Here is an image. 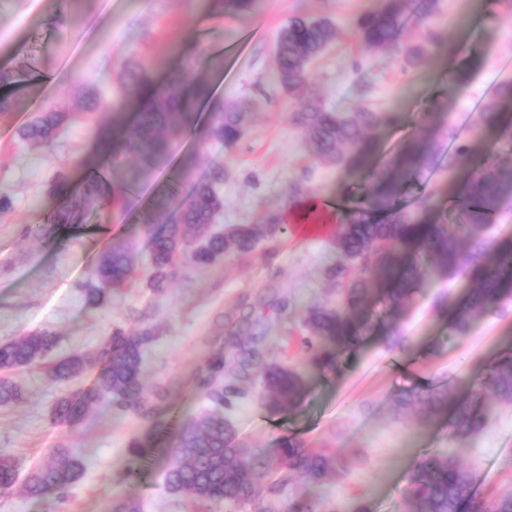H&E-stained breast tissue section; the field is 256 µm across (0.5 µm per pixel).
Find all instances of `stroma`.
<instances>
[{
  "mask_svg": "<svg viewBox=\"0 0 512 512\" xmlns=\"http://www.w3.org/2000/svg\"><path fill=\"white\" fill-rule=\"evenodd\" d=\"M375 0H254L250 12L220 13L213 0H0V69L28 63L24 82L0 88L14 95L23 110L0 117V193L11 207L0 213V342L31 331L56 338L41 364L19 370L11 379L21 391L19 401L0 407V453L12 459L16 477L9 491H0V512H112L115 503L133 499L141 512H193L189 501L167 491L163 474L165 451L151 457L131 455L132 438L151 439L156 422L116 413L107 402L88 411L79 425L53 414L62 391L88 388L91 376L56 383L49 368L59 358L96 349L113 326L135 332L150 326L154 338L145 359L146 386L167 391V418L188 420L212 409L197 380L210 359L227 351L242 317H249L260 336L264 359L304 368L301 317L307 306L332 303L336 290L327 269L339 256L332 243L347 207L369 191L364 171H341L312 155L304 136L282 106L284 93L271 77L274 37L293 15L330 19L336 37L310 66L320 102L339 111L369 106L399 113L400 121L376 130L374 164L388 163L403 145L424 129L427 103L441 101L451 119L473 117L472 105L502 80H512V24L495 25L488 8L473 10L470 0H441L439 26L461 45L458 63L465 80L449 83L437 63L405 70L400 59L364 51L353 37L357 17ZM265 13L270 26L253 38L234 59L224 56L254 14ZM147 63L156 85H163L186 66L209 82L214 100H244L250 105L246 131L233 147L202 139L192 130L168 140L165 156L149 172L129 182L141 159L125 155L105 175L114 186H125L121 204L89 216L78 212L72 224L50 238L37 229L62 204L54 189L64 176L79 193L94 171L97 129L111 125L108 113L91 121L64 126L55 144L38 146L21 137L39 113L89 93L114 98L117 88L101 86L98 72L115 54ZM196 174L212 163L224 166L219 191L224 209L213 226L221 232L234 224H253L265 213L280 211L293 197L292 185L306 194L334 202L328 224L289 223L281 243H260L250 256L225 258L201 269L182 264L162 291L149 285L150 249L139 214L180 174L188 158ZM457 175L423 172L400 197L412 206L432 194L435 208L449 206ZM127 245L135 256L136 280L92 307L85 290L101 256L114 243ZM472 287L465 274L434 280L406 305L401 318L387 309L374 292L368 313L371 329L360 348L341 355L337 369L307 374L309 390L301 406L274 414L260 403L258 368L236 381L240 395L228 417L239 437L252 448L272 449L297 436L316 448H329L341 469L322 485L311 487L323 512L351 501L367 502L371 512H401L407 477L428 454L450 449L474 477V490L489 495L512 491V406H502L484 430L462 441L449 438V420L422 427L412 413L395 414L393 403L404 390L452 384L465 394L482 380L495 361L512 355V296L498 310L482 317L470 336L458 339L448 328L449 317L434 304L436 295L451 301ZM397 324L404 342L389 344L390 324ZM81 460L82 477L64 499L30 497V473L57 451Z\"/></svg>",
  "mask_w": 512,
  "mask_h": 512,
  "instance_id": "stroma-1",
  "label": "stroma"
}]
</instances>
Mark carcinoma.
<instances>
[{"instance_id":"obj_1","label":"carcinoma","mask_w":512,"mask_h":512,"mask_svg":"<svg viewBox=\"0 0 512 512\" xmlns=\"http://www.w3.org/2000/svg\"><path fill=\"white\" fill-rule=\"evenodd\" d=\"M409 0H387L363 13L355 23V36L369 52H381L402 59L405 69H416L439 56L451 54L437 26L440 0H425L428 7L419 15L425 39L418 44L403 42L408 23L405 9ZM253 0H219L227 14L251 9ZM334 25L325 18L294 15L277 31L273 51L272 75L288 92L283 111L305 138L309 151L339 169L367 167L370 173L369 196L356 202L340 226L334 246L344 263L327 269V277L340 297L337 305L310 306L302 319V344L306 368L323 370L336 366L338 355L355 352L362 341L365 323L362 312L372 295V275L385 283L384 292L394 306L395 315L404 314L401 303L436 278H449L463 272L475 287L451 311L450 332L454 337L471 334L477 319L490 313L512 293V248L497 237L480 235L494 216L512 200V158L474 168L456 187L452 201L453 219L448 211L441 218L420 219L395 206L403 187L417 180L425 170L437 171L443 164L453 170L473 160L472 140L488 134L499 135L504 127L505 109L512 106V81H502L487 95L471 125L472 138L448 130V148L434 134L435 113H429L427 128L395 158L377 168L369 167L376 144L369 131L396 123L392 112H377L367 107L337 112L323 107L310 92L309 66L335 38ZM117 73L121 99L112 100L94 92L84 106L50 109L38 115L24 129L23 136L39 144L49 143L67 122L96 112H114L129 101L141 100L135 119L121 132L103 127L98 130L102 154L110 159L118 154H134L150 162L167 148L166 136H178L193 127L196 106L212 103L206 137L236 145L244 135L246 104L235 101L227 106L212 102L211 87L193 75L191 68L173 76L168 84L154 89L149 66L145 63L107 62L101 71L102 83ZM224 180V167L217 164L203 177L193 180L186 193L168 191L143 213L140 224L151 248L150 283L164 287L180 259L198 268H208L229 255L253 252L263 241L285 235L287 228L270 224L267 216L258 224H237L227 233L213 231L212 224L224 209V197L216 185ZM123 190L112 189L100 176L85 181L83 204L96 210L112 206ZM71 211L64 206L40 227L44 237L55 235L60 226L70 223ZM135 268L130 249L115 244L97 263L93 283L86 290L87 301L103 305L114 291L133 281ZM153 332L145 328L130 335L115 328L94 352L61 359L51 376L62 383L86 372L94 373L91 387L73 396L63 393L55 415L58 420L77 424L93 403L105 400L118 412H133L153 418L165 411L164 396L150 392L142 382L145 350ZM54 337L34 331L0 343V405L20 398L9 374L33 366L52 349ZM244 360L215 355L208 373L200 381L217 407H228L239 394L224 386V374L236 379L246 370ZM263 377L261 403L272 413L293 411L303 401L306 372L277 360L260 364ZM512 405V355L500 358L489 377L473 383L467 393L458 395L446 385L415 388L400 395L398 406L414 407L417 419L428 425L452 413L455 437L468 439L485 428L494 405ZM158 442L167 445L171 457L166 473L169 492L197 504L212 502L265 503L259 512H276L275 494L293 479L320 483L340 469V460L328 448H311L293 436L283 439L277 450L263 453L243 443L229 419L221 412L195 421L161 425ZM83 473L82 462L66 454L52 457L29 476L27 492L35 498L61 494ZM14 481L12 460L0 455V488ZM512 512V491L482 497L474 491L471 472L455 452L437 451L424 457L410 472L404 512Z\"/></svg>"}]
</instances>
